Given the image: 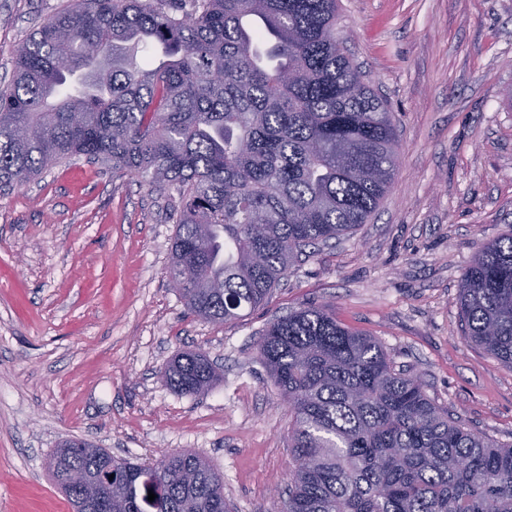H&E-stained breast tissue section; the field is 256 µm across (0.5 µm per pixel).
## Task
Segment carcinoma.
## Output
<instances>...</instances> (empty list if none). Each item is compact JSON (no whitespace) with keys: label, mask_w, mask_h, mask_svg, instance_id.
Returning <instances> with one entry per match:
<instances>
[{"label":"carcinoma","mask_w":512,"mask_h":512,"mask_svg":"<svg viewBox=\"0 0 512 512\" xmlns=\"http://www.w3.org/2000/svg\"><path fill=\"white\" fill-rule=\"evenodd\" d=\"M336 19L337 0H74L0 90V185L86 155L175 194L168 275L192 273L191 314L237 319L306 250L366 223L397 171L393 115ZM459 301L465 339L511 370L512 235L481 249ZM256 352L288 407L282 512H512V443L466 427L332 309L274 319ZM164 379L200 395L218 376L188 350ZM70 469L112 490L103 512H232L193 452L147 467L62 440L48 471L80 512L91 488L66 487Z\"/></svg>","instance_id":"obj_1"}]
</instances>
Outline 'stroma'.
<instances>
[{"label": "stroma", "mask_w": 512, "mask_h": 512, "mask_svg": "<svg viewBox=\"0 0 512 512\" xmlns=\"http://www.w3.org/2000/svg\"><path fill=\"white\" fill-rule=\"evenodd\" d=\"M73 0H0V88L19 46ZM337 32L400 135L399 167L367 224L317 248L265 302L212 323L167 269V192L73 157L0 187V512H73L48 473L77 438L151 464L192 451L234 512H282L288 412L256 357L268 323L329 305L466 426L512 442V370L466 343L458 300L479 248L512 234V0H340ZM221 374L181 395L182 350Z\"/></svg>", "instance_id": "1"}]
</instances>
